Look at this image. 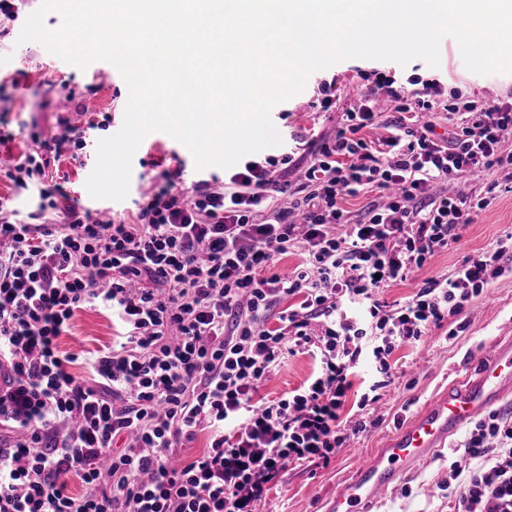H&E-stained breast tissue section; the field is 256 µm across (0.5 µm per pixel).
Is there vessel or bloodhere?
Returning <instances> with one entry per match:
<instances>
[{"mask_svg": "<svg viewBox=\"0 0 512 512\" xmlns=\"http://www.w3.org/2000/svg\"><path fill=\"white\" fill-rule=\"evenodd\" d=\"M512 395V339L497 343L464 379L430 398L382 448L360 456L329 512H372L412 471L429 465L454 436Z\"/></svg>", "mask_w": 512, "mask_h": 512, "instance_id": "obj_1", "label": "vessel or blood"}]
</instances>
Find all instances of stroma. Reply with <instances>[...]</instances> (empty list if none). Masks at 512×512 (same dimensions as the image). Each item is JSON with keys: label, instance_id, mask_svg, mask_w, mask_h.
Here are the masks:
<instances>
[{"label": "stroma", "instance_id": "obj_1", "mask_svg": "<svg viewBox=\"0 0 512 512\" xmlns=\"http://www.w3.org/2000/svg\"><path fill=\"white\" fill-rule=\"evenodd\" d=\"M29 8H22L15 20L0 22L5 37L0 38V167H5L26 153L31 146L28 132L38 131L51 137L64 116H78L85 131L87 147L84 166L68 159L49 161L39 182L28 190H18L0 175V198H10L20 212H27L38 195L39 183L64 188L78 206L92 211H109L112 217L127 219L138 202L153 187V178L162 160L177 158L186 183L213 176L223 177L216 166L197 168L190 150L169 134L149 133L144 147L132 160L129 193L117 202L92 198L86 182L96 162L99 139L116 134L123 123L128 100L127 85L116 78L112 86L98 84L92 74L63 70L58 58L37 41L19 42ZM391 80L407 84L411 78L440 82L445 88L457 89L464 97L489 101L512 97V74L479 75L464 65L457 42L450 37L440 44L438 65L421 58L402 66L392 61L350 58L311 74L305 87L292 98L277 104L271 111L272 121L282 137L280 145L265 148L258 160H282L297 131L324 138L334 137L343 112L353 106L354 91L362 78ZM333 86L331 106H324L318 87ZM512 233V192L497 189L494 203L467 225L459 243L437 254L414 280L384 290L383 301L390 304L408 300L417 281L449 275L466 257L486 250L496 240ZM467 327L455 338H447L445 329H431L423 341L405 343L390 357L393 382L383 395L378 424L367 425L348 447L337 449L329 464L294 461L271 484L265 499L257 502L255 512H326L328 499L349 477L354 457L379 447L391 434L435 392L467 374L473 364L489 354L496 339L512 336V276L494 281L487 298L473 300L466 309ZM115 331L109 314L98 307L77 310L69 330L59 339L62 351L76 354L71 373L89 378V360L112 348ZM315 369L313 358L306 353L288 357L285 363L259 389L261 397L276 399L299 388ZM448 477V457L440 455L430 466L411 475L393 489L374 512H452L453 500L444 485Z\"/></svg>", "mask_w": 512, "mask_h": 512}]
</instances>
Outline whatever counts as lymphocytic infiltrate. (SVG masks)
<instances>
[{"label": "lymphocytic infiltrate", "mask_w": 512, "mask_h": 512, "mask_svg": "<svg viewBox=\"0 0 512 512\" xmlns=\"http://www.w3.org/2000/svg\"><path fill=\"white\" fill-rule=\"evenodd\" d=\"M441 110L455 117L446 135L407 119ZM377 125L378 143L360 138ZM59 126L50 140L29 133L31 149L6 172L17 188L46 155L78 159L83 129L67 118ZM292 140L311 157L300 182L282 184L266 161L191 184L166 167L118 222L57 185L40 189L23 220L0 201V512H254L288 463L329 462L365 430L340 414L355 368L376 370L356 403L363 412L389 386L398 344L461 318L505 275L512 235L423 279L404 303L380 299L458 243L494 185H512V101L451 103L436 82L411 91L378 82L358 92L333 139ZM480 175L491 186L455 191ZM365 194L361 210L346 208ZM297 250L301 267L276 272ZM88 305L109 310L117 331L83 380L57 340ZM299 352L317 363L307 384L260 397ZM201 428L210 448L175 463V448ZM73 475L82 495L68 490ZM446 486L454 512H512V416L473 422L448 451Z\"/></svg>", "instance_id": "lymphocytic-infiltrate-1"}]
</instances>
